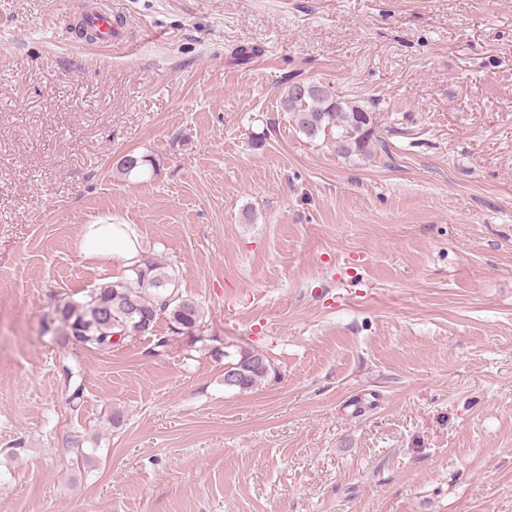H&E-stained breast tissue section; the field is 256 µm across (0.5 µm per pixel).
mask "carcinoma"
I'll return each instance as SVG.
<instances>
[{
    "mask_svg": "<svg viewBox=\"0 0 512 512\" xmlns=\"http://www.w3.org/2000/svg\"><path fill=\"white\" fill-rule=\"evenodd\" d=\"M289 85L279 104L288 113L295 131L310 142L330 145L341 158H369L384 145L378 135V113L341 92L318 81ZM133 163L117 162L119 174L129 176L149 166L157 169L156 160L149 156L130 154ZM131 276L92 289L81 301H67L56 308L59 336L66 344H79L99 351H109L113 337L123 333L133 337L148 332L134 324L142 319L149 328L165 316L178 331L200 324L202 310L193 299L183 295L162 261L142 256L130 267ZM239 375L231 389L250 392L265 380L271 370L268 357L257 351L243 350L239 357L224 364Z\"/></svg>",
    "mask_w": 512,
    "mask_h": 512,
    "instance_id": "obj_1",
    "label": "carcinoma"
}]
</instances>
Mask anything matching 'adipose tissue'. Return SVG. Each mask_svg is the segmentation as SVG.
Returning <instances> with one entry per match:
<instances>
[{
    "mask_svg": "<svg viewBox=\"0 0 512 512\" xmlns=\"http://www.w3.org/2000/svg\"><path fill=\"white\" fill-rule=\"evenodd\" d=\"M80 249L87 259L105 266L127 267L140 255L138 239L127 224L85 225Z\"/></svg>",
    "mask_w": 512,
    "mask_h": 512,
    "instance_id": "obj_1",
    "label": "adipose tissue"
}]
</instances>
